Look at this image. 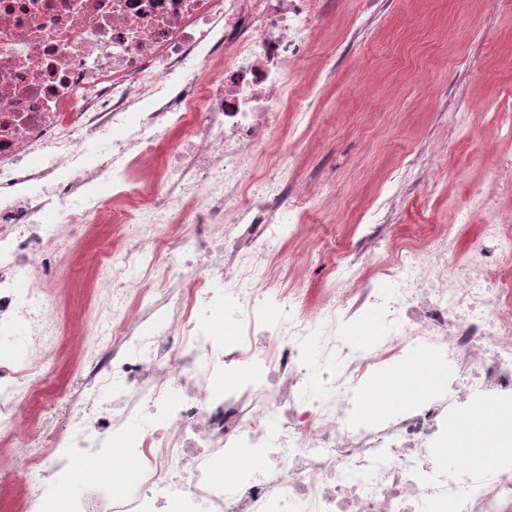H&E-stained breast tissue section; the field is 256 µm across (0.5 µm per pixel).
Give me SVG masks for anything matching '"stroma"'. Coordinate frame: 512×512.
<instances>
[{"label":"stroma","mask_w":512,"mask_h":512,"mask_svg":"<svg viewBox=\"0 0 512 512\" xmlns=\"http://www.w3.org/2000/svg\"><path fill=\"white\" fill-rule=\"evenodd\" d=\"M292 111L303 131L295 181L328 184L315 206L322 233L376 197H393L398 224L417 223L406 168L437 169L430 210L452 224L473 188L489 185L512 137L495 121L512 109V0H327Z\"/></svg>","instance_id":"obj_1"}]
</instances>
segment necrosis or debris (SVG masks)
I'll list each match as a JSON object with an SVG mask.
<instances>
[{
    "label": "necrosis or debris",
    "instance_id": "necrosis-or-debris-1",
    "mask_svg": "<svg viewBox=\"0 0 512 512\" xmlns=\"http://www.w3.org/2000/svg\"><path fill=\"white\" fill-rule=\"evenodd\" d=\"M320 5L0 0V473L23 459L18 512H512L511 460L438 457L474 403L512 411V224H474L477 189L459 223L402 242L387 199L355 243L314 233L325 187H296L284 123ZM103 224L99 312L63 328L60 270ZM357 326L376 339L352 344ZM67 352L68 423L29 432ZM415 360L444 366L443 390L359 422L366 380ZM116 449L133 478L73 487ZM243 452L256 467L225 484Z\"/></svg>",
    "mask_w": 512,
    "mask_h": 512
}]
</instances>
